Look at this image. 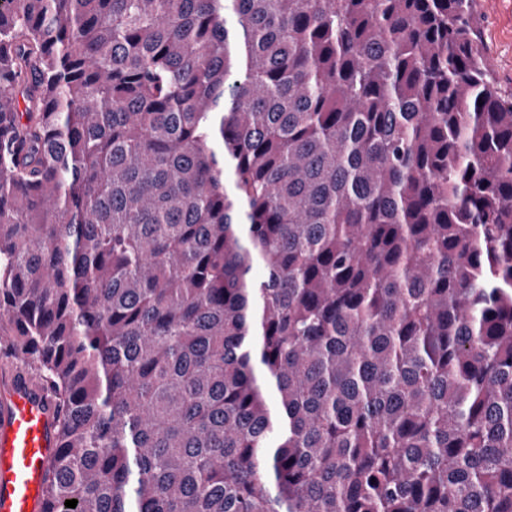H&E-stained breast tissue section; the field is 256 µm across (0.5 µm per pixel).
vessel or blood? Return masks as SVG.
Wrapping results in <instances>:
<instances>
[{
    "mask_svg": "<svg viewBox=\"0 0 512 512\" xmlns=\"http://www.w3.org/2000/svg\"><path fill=\"white\" fill-rule=\"evenodd\" d=\"M53 400L29 375L0 382V512H48L43 476L58 446Z\"/></svg>",
    "mask_w": 512,
    "mask_h": 512,
    "instance_id": "1",
    "label": "vessel or blood"
}]
</instances>
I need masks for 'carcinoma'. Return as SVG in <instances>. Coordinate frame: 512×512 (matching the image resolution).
I'll use <instances>...</instances> for the list:
<instances>
[{
	"label": "carcinoma",
	"mask_w": 512,
	"mask_h": 512,
	"mask_svg": "<svg viewBox=\"0 0 512 512\" xmlns=\"http://www.w3.org/2000/svg\"><path fill=\"white\" fill-rule=\"evenodd\" d=\"M473 3L0 0V361L62 408L53 512H512Z\"/></svg>",
	"instance_id": "carcinoma-1"
}]
</instances>
